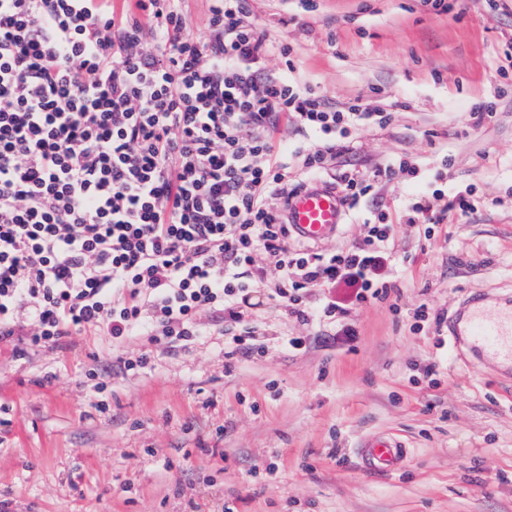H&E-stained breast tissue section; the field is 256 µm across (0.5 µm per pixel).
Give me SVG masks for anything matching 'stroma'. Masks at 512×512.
I'll use <instances>...</instances> for the list:
<instances>
[{"mask_svg":"<svg viewBox=\"0 0 512 512\" xmlns=\"http://www.w3.org/2000/svg\"><path fill=\"white\" fill-rule=\"evenodd\" d=\"M448 2L248 0L265 38L288 44L294 79L393 113L389 129L353 132L347 164L450 159L447 192L472 191L475 212L428 238L402 216L405 177L379 187L397 226L396 289L349 306L351 341L268 304L248 359L225 357L206 311L212 338L175 354L87 333L0 350V512H512V370L447 326L414 328L422 304L448 318L471 298L512 301V78L498 74L512 0ZM491 97L494 115L473 126ZM294 337L302 346L284 348ZM145 352L146 369L123 373L120 358ZM101 368L102 393L89 377ZM375 433L405 443L397 470L361 465L356 445Z\"/></svg>","mask_w":512,"mask_h":512,"instance_id":"stroma-1","label":"stroma"}]
</instances>
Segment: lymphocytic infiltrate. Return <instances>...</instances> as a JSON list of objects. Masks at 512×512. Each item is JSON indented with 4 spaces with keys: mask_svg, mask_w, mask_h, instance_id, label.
Here are the masks:
<instances>
[{
    "mask_svg": "<svg viewBox=\"0 0 512 512\" xmlns=\"http://www.w3.org/2000/svg\"><path fill=\"white\" fill-rule=\"evenodd\" d=\"M0 0V344L25 330L32 344L75 333L137 336L171 351L205 342L212 312L228 355L258 351L252 293L306 322L345 313L314 288L355 301L386 298L396 226L378 186L417 169L399 157L372 171L330 174L358 127L390 111L366 98L339 107L287 74L272 75L267 41L247 0H211L209 35L189 31L185 0ZM150 45H143L144 33ZM308 139L288 160L280 124ZM333 175L347 208L370 200L362 243L324 252L295 240L289 198ZM411 193V223L432 237L471 198Z\"/></svg>",
    "mask_w": 512,
    "mask_h": 512,
    "instance_id": "1",
    "label": "lymphocytic infiltrate"
}]
</instances>
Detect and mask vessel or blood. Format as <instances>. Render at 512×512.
<instances>
[{
  "label": "vessel or blood",
  "mask_w": 512,
  "mask_h": 512,
  "mask_svg": "<svg viewBox=\"0 0 512 512\" xmlns=\"http://www.w3.org/2000/svg\"><path fill=\"white\" fill-rule=\"evenodd\" d=\"M287 217L299 238L317 244L336 235L345 211L335 186L319 181L289 198ZM449 334L466 339L484 360L512 369V304L467 300L450 319ZM357 453L365 467L388 472L401 466L406 447L394 436L376 435L360 441Z\"/></svg>",
  "instance_id": "obj_1"
}]
</instances>
